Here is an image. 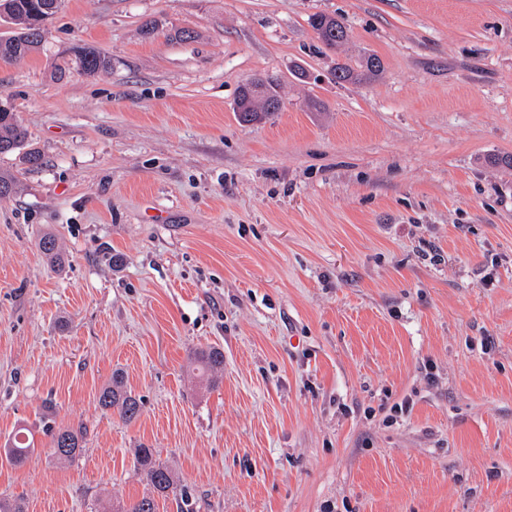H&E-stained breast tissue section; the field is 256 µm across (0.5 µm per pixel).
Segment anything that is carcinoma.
<instances>
[{"mask_svg":"<svg viewBox=\"0 0 512 512\" xmlns=\"http://www.w3.org/2000/svg\"><path fill=\"white\" fill-rule=\"evenodd\" d=\"M65 5V0H0V12L15 26L13 34L0 39V60L11 61L37 51L43 45L48 33L47 23ZM310 26L320 41L334 48L348 37L344 22L332 15L317 14L310 19ZM77 63L82 71L95 74L111 67V61L91 48L76 50ZM383 70V63L376 54L364 55L354 69L348 64H338L334 68V77L338 83L355 80H370ZM261 92L259 99L280 108L281 101L277 92V83L273 80L253 79L241 86L239 95ZM27 140V131L19 123L13 112L0 111V154L6 155L22 149ZM39 248L50 261L61 260L54 236L47 234L40 239ZM199 375L209 386L220 382L219 372L224 370V352L215 347H207L195 353ZM99 405L104 411H116L125 421L136 419L140 413L141 401L132 395L125 383L122 372H112L108 384L100 390ZM43 430L50 438V448L57 458L74 461L81 457L85 448V435L81 429L60 427L52 420L43 417ZM34 443L20 430L0 449L6 461L20 467L33 451ZM137 470L142 474L150 492L137 500L129 512H157L160 499L182 496L173 472L155 457L154 450L142 445L135 454Z\"/></svg>","mask_w":512,"mask_h":512,"instance_id":"1","label":"carcinoma"}]
</instances>
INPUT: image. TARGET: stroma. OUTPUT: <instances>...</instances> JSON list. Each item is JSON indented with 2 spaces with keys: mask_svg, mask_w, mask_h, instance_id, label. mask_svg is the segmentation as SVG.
<instances>
[{
  "mask_svg": "<svg viewBox=\"0 0 512 512\" xmlns=\"http://www.w3.org/2000/svg\"><path fill=\"white\" fill-rule=\"evenodd\" d=\"M48 28L0 63L42 159L0 156V445H35L0 497L116 512L146 445L192 512H512V0H66ZM367 52L377 78L334 81ZM259 75L281 108L245 125ZM116 370L130 422L98 404ZM310 26L320 41L330 48H336L348 37L346 25L336 16L317 14L310 19ZM77 63L86 74H95L99 70L111 67V61L101 56L91 48H80L76 50ZM277 83L274 80H263V79H253L248 81L244 85L241 86L239 90L238 97L239 99L242 97H246L248 94H253L255 96L257 89L261 88V95L255 96L256 99L266 100V103L269 105H274L276 111L280 109L281 101L279 98V94L277 92ZM237 97V99H238ZM275 111V112H276ZM195 360L201 380L208 386L219 384L218 373L224 370V352L219 348L207 347L195 353ZM43 430L50 438V448L54 456L66 461L81 457L85 448V435L80 428L55 426L48 416L43 417ZM56 448H62L59 453Z\"/></svg>",
  "mask_w": 512,
  "mask_h": 512,
  "instance_id": "35a3bbf8",
  "label": "stroma"
}]
</instances>
